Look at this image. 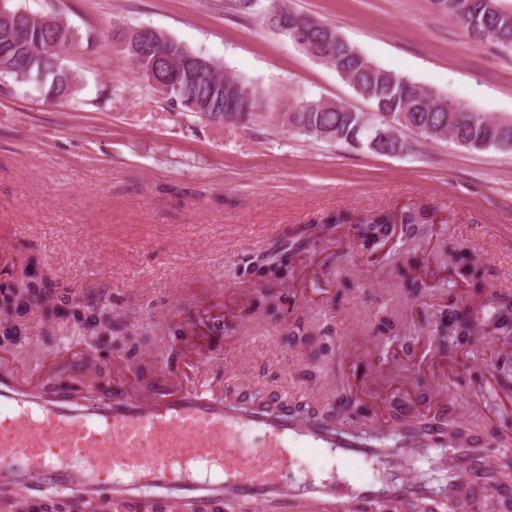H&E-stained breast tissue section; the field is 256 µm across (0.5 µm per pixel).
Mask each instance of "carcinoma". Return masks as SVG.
<instances>
[{"label":"carcinoma","instance_id":"cac0c4a2","mask_svg":"<svg viewBox=\"0 0 512 512\" xmlns=\"http://www.w3.org/2000/svg\"><path fill=\"white\" fill-rule=\"evenodd\" d=\"M437 4L472 39H490L512 50V10L504 7L501 0H437ZM234 6L236 12L274 29L277 28L274 15L288 8L285 0H234ZM305 18V30L295 45L301 49L307 44L330 45L335 53L334 61L339 63L344 75L342 81L372 102L373 112H359L323 98L301 100L280 111L256 83L246 79L236 84L228 81L224 66L213 59H206L210 72L199 74L197 53L162 32L149 45L151 54L172 49L185 62L179 85L158 88L156 92L167 102L208 122H261L314 141L343 142L378 154L410 151L412 144L401 135L404 128L426 141L437 142L448 137L451 142L471 149L512 151V120L491 119L405 75L385 69L347 42L336 26L308 14ZM40 45L46 47L45 56L31 58ZM71 46L72 39L60 31L39 29L33 33L32 47L17 44L4 49L10 62L0 65V78L30 85L49 100L69 99L78 92L74 72L65 63ZM392 218L393 210L380 209L356 222V244L367 252L379 249ZM449 267L457 278L473 285V300L463 308H448L440 322L463 342L497 333L511 334L512 304L502 294L488 296L482 291L485 271L472 260L468 250H454ZM252 273L259 277L285 276L274 253L261 258L252 267ZM14 288L15 291L4 296L5 303L26 310L29 294L48 292L53 284L47 278L30 277L19 280ZM495 304L502 305L503 311L492 320L484 318V310ZM96 313L95 308L79 305L71 316L79 327H97L103 319Z\"/></svg>","mask_w":512,"mask_h":512}]
</instances>
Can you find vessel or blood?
Listing matches in <instances>:
<instances>
[{"label": "vessel or blood", "instance_id": "obj_1", "mask_svg": "<svg viewBox=\"0 0 512 512\" xmlns=\"http://www.w3.org/2000/svg\"><path fill=\"white\" fill-rule=\"evenodd\" d=\"M185 386L160 381L150 392L121 380L97 396L74 397L20 385L0 370V497L21 495L30 512H382L415 500L425 512H478L485 458L453 447L435 421L443 393L412 418L392 414L371 438L303 413L281 398L256 406L249 389L227 399L205 383L196 359ZM328 452V471L295 481L294 449ZM435 455L442 486L403 473L413 457ZM371 463L373 478L341 474L344 460Z\"/></svg>", "mask_w": 512, "mask_h": 512}]
</instances>
